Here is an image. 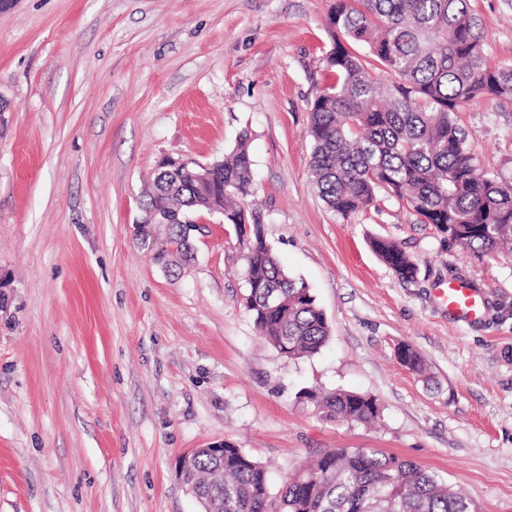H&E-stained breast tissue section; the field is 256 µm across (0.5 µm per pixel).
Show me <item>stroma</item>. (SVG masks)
<instances>
[{
	"instance_id": "35a3bbf8",
	"label": "stroma",
	"mask_w": 512,
	"mask_h": 512,
	"mask_svg": "<svg viewBox=\"0 0 512 512\" xmlns=\"http://www.w3.org/2000/svg\"><path fill=\"white\" fill-rule=\"evenodd\" d=\"M332 5L0 0V512H201L178 462L225 440L276 488L328 450L374 448L512 512V252L476 256L391 197L346 220L321 199L309 103L334 79ZM470 8L488 64H512V0ZM456 119L483 168L512 169V100ZM244 131V207L328 321L307 358L258 335L233 225L198 213L194 258L172 269L136 234L162 159L223 158ZM453 271L480 319L441 305ZM406 344L426 374L400 362ZM305 388L373 396L381 419H328ZM371 247L378 258L401 279H413L417 268L411 258L395 243L386 239H373Z\"/></svg>"
}]
</instances>
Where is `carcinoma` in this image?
<instances>
[{
  "mask_svg": "<svg viewBox=\"0 0 512 512\" xmlns=\"http://www.w3.org/2000/svg\"><path fill=\"white\" fill-rule=\"evenodd\" d=\"M469 0H335L327 29L333 47L323 67L333 83L309 104L310 170L319 194L337 216L377 206L380 193L406 205L421 224L479 256L512 251V177L482 169L469 134L455 120L475 98L512 100V65L491 67ZM387 77L366 70L363 56ZM253 160L247 133L224 155L208 182L190 172L153 178L145 216L167 226L156 258L192 255L193 213H224V223H258L236 204L251 194ZM378 258L401 279L417 268L394 242L374 239ZM244 304L259 333L288 359L312 356L329 326L310 289L289 275L257 236L248 243ZM409 370L425 373L420 354L398 353ZM298 398L326 417L367 424L380 414L376 401L352 391ZM189 480L205 512H481L441 475L410 459L373 448H336L301 468L271 492L268 471L227 442L224 469L204 450L190 459Z\"/></svg>",
  "mask_w": 512,
  "mask_h": 512,
  "instance_id": "carcinoma-1",
  "label": "carcinoma"
}]
</instances>
